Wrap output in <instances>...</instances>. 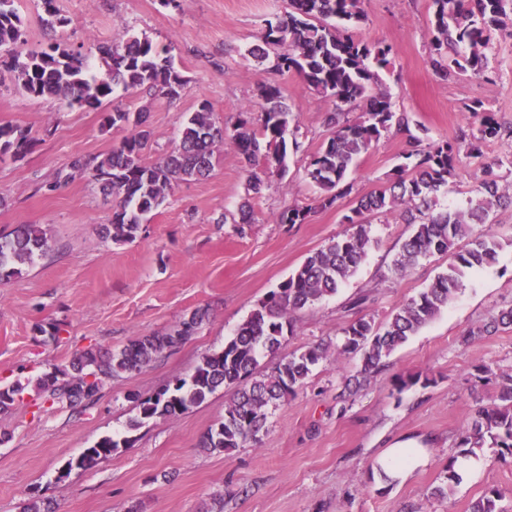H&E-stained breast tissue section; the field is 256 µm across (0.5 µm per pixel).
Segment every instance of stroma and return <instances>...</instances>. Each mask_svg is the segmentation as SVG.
<instances>
[{"label": "stroma", "instance_id": "1", "mask_svg": "<svg viewBox=\"0 0 512 512\" xmlns=\"http://www.w3.org/2000/svg\"><path fill=\"white\" fill-rule=\"evenodd\" d=\"M25 31L22 52L60 43L86 53L94 44L147 35L171 49L187 78L181 98L154 90H116L102 108L67 107L23 93L10 74L0 75V124L29 132L24 157L0 155V231L38 224L49 248L20 275L0 281V386L22 384L20 401L0 412V512H20L24 502L49 503L52 512H470L489 489L512 492V456L481 452L480 472L461 480L453 494L435 497L444 465L475 411L474 393H493L478 369L512 373V326L463 342L501 309L512 307V208L498 209L490 230L501 247L494 265L466 276L447 309L423 326L356 391L346 375L359 359L328 357L297 394L269 412L259 442L206 452L199 442L224 417L231 391L222 389L175 419L154 418L139 428L137 398L154 395L189 377L202 358L221 350L269 291L329 240L348 231L344 221L357 195L378 188L411 150L413 139L456 138L479 125L465 103L479 100L505 130L483 147L484 157L512 155V39L495 38L493 80L466 75L443 81L427 59L431 0H363L367 19L357 37L392 46L394 62L380 70V87L396 111L408 113L409 131H390L362 155L350 175L353 191L321 207L304 167L331 134L333 106L293 73L275 75L270 63L249 53L265 23L289 8L288 0H57L64 25L46 26L40 0H15ZM278 80L298 126L285 174L272 176L252 198L254 220L234 224L245 195V166L231 142L218 144L214 170L203 181L179 184L150 215L136 239L115 242L104 228L115 200L102 195L74 159L95 163L121 134L101 128L103 113L147 111L152 138L146 162L169 150L190 112L211 103L226 131L240 119L258 120L256 90ZM476 159L461 157L457 175L439 198L459 209L476 188ZM309 209L303 224H278L284 209ZM374 239L358 271L336 293L300 314L297 331L279 354L262 357L260 371L316 344L336 342L350 320L385 322L444 271L449 256L420 260L405 275L391 264L412 231L397 214L373 218ZM372 297L357 304L364 292ZM207 319L196 333L143 370L103 380L96 400L69 406L51 402L36 381L68 367L90 348L121 350L132 340L172 332L194 310ZM58 338H50L52 328ZM422 373L430 386L399 391V377ZM129 444L87 470L60 478L66 463L100 438ZM416 439L428 462L405 483H378L373 468L384 448Z\"/></svg>", "mask_w": 512, "mask_h": 512}]
</instances>
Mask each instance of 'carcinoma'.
<instances>
[{
	"mask_svg": "<svg viewBox=\"0 0 512 512\" xmlns=\"http://www.w3.org/2000/svg\"><path fill=\"white\" fill-rule=\"evenodd\" d=\"M363 0H290L289 10L267 21L262 44L250 54L265 61L267 47L275 46L273 70L295 72L305 86L328 99L333 112L328 125L333 133L310 159L306 177L319 191L321 205L331 206L337 198L352 192L349 174L362 155L382 135L395 128L409 130L410 118L397 112L389 94L379 87L376 68L390 64L393 48L367 43L349 30L365 20ZM432 37L428 62L443 81L470 75L488 79L492 73L491 52L495 35L512 37V0H432ZM22 21L14 0H0V70L10 73L23 92L33 97L50 96L70 107L99 108L115 89L126 91L147 86L164 98L174 100L186 90L187 80L176 68L170 49L158 47L146 36H131L119 44L98 43L95 51L107 67V77L90 73L91 55L75 52L57 43L25 56L18 51L23 43ZM260 124L238 123L231 141L247 165V194L259 196L268 184V175L286 172L290 109L282 86L276 82L258 86ZM359 113L351 120L348 114ZM467 112L481 116L468 143V153L480 160L481 178L466 208L441 209L438 194L456 176L461 147L451 140L431 141L405 154L383 185L356 197L350 213L344 216L355 231L339 235L309 255L278 287L270 291L259 307L243 321L220 351L206 355L187 379H177L155 395L138 400L143 420L174 419L191 406L203 403L220 388L234 390L224 409V420L210 428L200 447L209 452L238 448L258 442L267 423L269 409L295 394L303 386L312 367L327 357L319 345L280 362L273 371L257 373L259 358L278 351L296 331V317L336 294L366 258L373 240L368 218L399 213L413 232L404 241L392 264V271L403 274L430 255L448 254V268L417 296L409 299L381 324L364 316L341 329L336 358L360 357L362 368L353 377L360 386L377 371L384 360L410 336L448 308V302L463 285V278L474 270L496 263L500 243L484 228L491 214L512 206V194L500 187L498 170L503 161L483 159L481 145L501 136L494 116L474 101ZM106 130L133 131L122 136L112 150L90 167L92 179L107 195L118 201L112 212V239L131 242L141 224L166 200L178 183L201 181L213 171L217 144L225 139L224 127L217 124L212 105L204 101L191 114L174 145L155 163L143 160V151L152 132L147 114L116 110L105 112ZM32 145L29 134L10 124L0 125V153L12 152L21 158ZM264 168L256 167L258 157ZM309 210L288 208L276 216L279 224H302ZM471 238L468 248L456 250V241ZM48 247L46 232L37 224H20L0 235V279L21 273V267ZM205 309L195 310L171 333L141 336L118 352L89 349L77 355L73 374L59 380L52 373L41 379L42 391L69 403H93L105 377L121 372L134 373L152 363L164 351L182 344L207 317ZM484 378H495L493 401L480 407L471 426L461 433L459 451L448 457L445 484L436 492L444 497L448 487L460 480L454 469L459 457H470L483 448H500L512 455V374L480 369ZM129 443L126 438L104 436L92 447L67 462L64 474L89 469ZM506 493L492 488L473 504L470 512H508L502 502Z\"/></svg>",
	"mask_w": 512,
	"mask_h": 512,
	"instance_id": "carcinoma-1",
	"label": "carcinoma"
}]
</instances>
